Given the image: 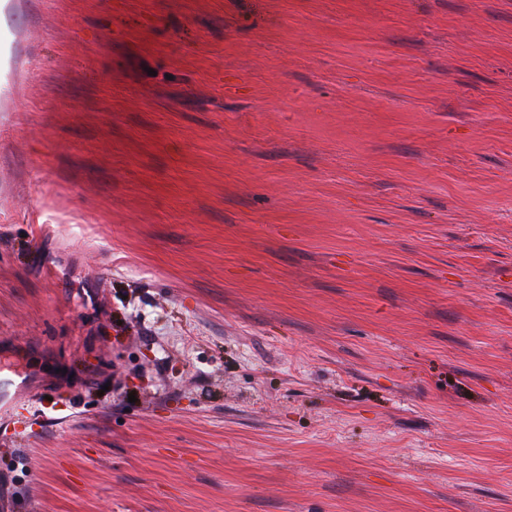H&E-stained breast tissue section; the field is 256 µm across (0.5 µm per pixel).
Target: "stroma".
I'll return each mask as SVG.
<instances>
[{"label": "stroma", "instance_id": "35a3bbf8", "mask_svg": "<svg viewBox=\"0 0 512 512\" xmlns=\"http://www.w3.org/2000/svg\"><path fill=\"white\" fill-rule=\"evenodd\" d=\"M0 37V512H512V0Z\"/></svg>", "mask_w": 512, "mask_h": 512}]
</instances>
